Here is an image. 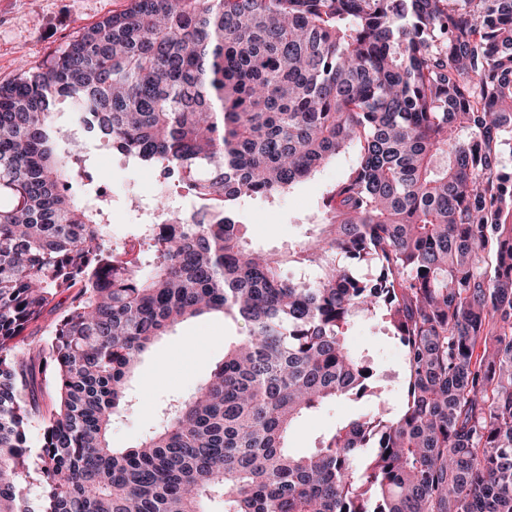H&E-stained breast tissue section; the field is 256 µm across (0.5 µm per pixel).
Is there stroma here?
Instances as JSON below:
<instances>
[{"mask_svg":"<svg viewBox=\"0 0 512 512\" xmlns=\"http://www.w3.org/2000/svg\"><path fill=\"white\" fill-rule=\"evenodd\" d=\"M125 5L126 0H0V83L13 80L22 65L39 64L48 53L65 47L81 28ZM90 164L93 189L109 191V234L118 240L131 238L139 227L128 198L133 195L154 200L161 190L155 171L147 166L126 165L121 157L105 149L92 150ZM347 166V159H338L274 200H242L249 243L280 251L309 235L310 219L322 193L344 177ZM237 333L236 323L213 313L179 323L160 336L142 356L130 380L132 405L112 425V446L134 447L158 427L172 400L188 397L209 379L224 358L225 341L233 340ZM349 344L368 354L382 375L385 391L381 399L325 404L294 430L292 447H313L318 437L358 413L380 410L392 414L399 410L404 383L401 349L369 321L353 327Z\"/></svg>","mask_w":512,"mask_h":512,"instance_id":"stroma-1","label":"stroma"}]
</instances>
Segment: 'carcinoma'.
I'll return each instance as SVG.
<instances>
[{
  "instance_id": "carcinoma-1",
  "label": "carcinoma",
  "mask_w": 512,
  "mask_h": 512,
  "mask_svg": "<svg viewBox=\"0 0 512 512\" xmlns=\"http://www.w3.org/2000/svg\"><path fill=\"white\" fill-rule=\"evenodd\" d=\"M88 141L194 208L159 197L157 230L112 249L109 201L70 193ZM346 154L310 236L250 246L241 199ZM211 312L240 325L224 360L137 447H112L140 357ZM47 313L49 340L22 349ZM360 320L403 352L400 413L293 450L304 416L377 395L347 346ZM215 498L512 512V0H127L0 84V512Z\"/></svg>"
}]
</instances>
